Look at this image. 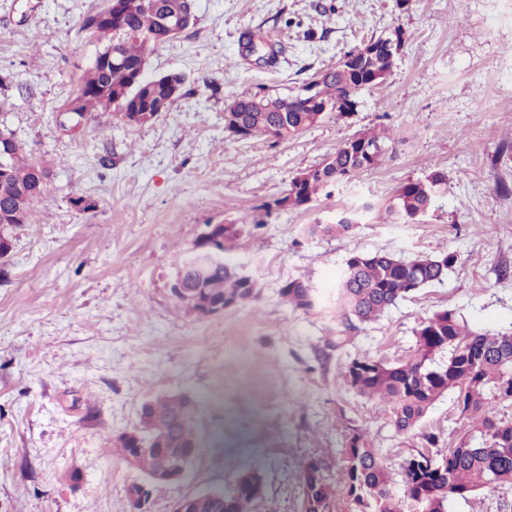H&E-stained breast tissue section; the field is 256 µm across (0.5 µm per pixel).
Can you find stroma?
<instances>
[{
  "label": "stroma",
  "mask_w": 512,
  "mask_h": 512,
  "mask_svg": "<svg viewBox=\"0 0 512 512\" xmlns=\"http://www.w3.org/2000/svg\"><path fill=\"white\" fill-rule=\"evenodd\" d=\"M104 5L0 0V130L49 168L31 223L13 228L0 257V512H129L127 490L144 475L114 443L162 394L199 399L200 448L150 512L256 462L265 489L254 512H301L303 463L320 460L336 479L353 426L394 471L426 434L439 451L454 447L465 422L453 395L401 436L390 408L341 371L356 357L405 358L442 310L512 334V0H196L194 24L146 60L148 75L186 78L169 110L144 125L100 110L74 133L61 114L103 48L81 24ZM397 28L390 76L349 113L278 144L225 131L233 94H289ZM382 128L383 165L306 205L266 209L346 140ZM434 170L448 191L422 220L368 214L348 235L310 234ZM214 224L232 228L224 257L254 296L201 316L170 285ZM377 250L456 261L377 321L346 324L339 277L352 254ZM291 278L311 288L312 308L282 299Z\"/></svg>",
  "instance_id": "obj_1"
}]
</instances>
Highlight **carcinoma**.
Wrapping results in <instances>:
<instances>
[{
    "mask_svg": "<svg viewBox=\"0 0 512 512\" xmlns=\"http://www.w3.org/2000/svg\"><path fill=\"white\" fill-rule=\"evenodd\" d=\"M186 0H156L146 7L143 0H108L112 26L91 28L97 14L88 15L82 29L113 49L120 67L99 62L84 76L66 113L73 123L88 113L113 110L123 119L132 110L167 111L175 100L168 86L155 79L136 77L146 62L149 47L168 41L164 19L179 13ZM403 32L371 38L357 52L358 61L345 54L335 65L318 72L301 90L288 96H258L242 92L231 97L228 109L243 117L252 130L250 137H268L278 143L298 135L324 116V108L346 114L349 100L369 87L385 83L402 44ZM384 132L360 133L344 142L319 166L300 173L288 193L266 204V208L302 206L325 187L351 178L360 171L379 167L387 157ZM44 168L27 156L24 146L14 149L8 167L0 172V252L7 248L4 232L29 224L41 193L33 192L35 175ZM448 190V177L440 170L423 180L401 184L384 205L380 221L385 224L412 223L424 216L434 198ZM362 212L343 211L325 235L353 231ZM455 256L418 255L397 258L385 251L355 253L346 263L337 285V301L347 322L377 320L387 309L411 293L440 283ZM254 284L240 277L235 268L220 260L195 291L203 304H243L253 298ZM281 297L296 308L313 306L312 290L298 279L286 281ZM448 353L437 364L435 356ZM344 383L359 395L390 407L391 425L399 435L413 433L429 409L441 397L453 393L468 430L456 448L448 452L411 453L400 464L396 482L383 458L369 446L365 432L353 430L360 446L343 449L336 481L310 476L321 471L311 460L302 470L301 512H447L448 498H466L480 490L512 485V421L488 415V394L512 400V335L486 334L470 329L451 310L439 311L416 330L412 353L393 363L359 357L345 365ZM198 404L186 395L164 396L154 405L155 427L133 429L141 438L135 450L136 465L147 475L166 458L176 459L199 451ZM259 469L247 467L224 491V500L197 499L189 512H253L263 496Z\"/></svg>",
    "mask_w": 512,
    "mask_h": 512,
    "instance_id": "cac0c4a2",
    "label": "carcinoma"
}]
</instances>
